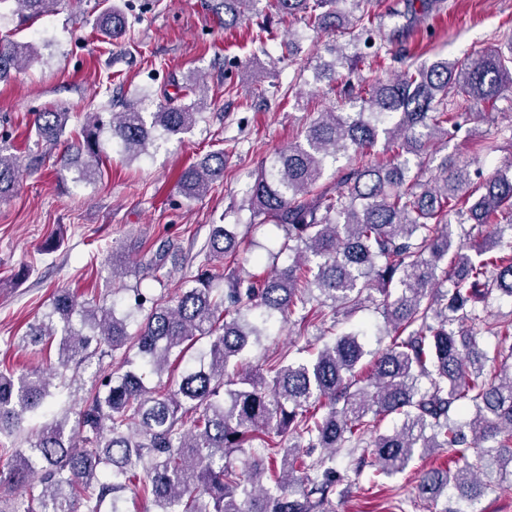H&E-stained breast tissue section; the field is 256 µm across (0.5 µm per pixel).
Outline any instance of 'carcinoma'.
<instances>
[{
    "label": "carcinoma",
    "instance_id": "obj_1",
    "mask_svg": "<svg viewBox=\"0 0 512 512\" xmlns=\"http://www.w3.org/2000/svg\"><path fill=\"white\" fill-rule=\"evenodd\" d=\"M16 14L33 22L59 0H14ZM351 3L342 10L339 3ZM369 0H268L259 29L272 34L270 18H299L328 33L352 32L354 53L341 89L343 112H324L304 138L275 155L247 189L251 206L281 226L278 252L256 257L269 272L246 280L235 267L239 242L227 224H213L206 245L210 267L175 303L132 289V303L115 307L77 302L57 294L50 311L31 329V341L58 339L56 363L43 373L0 372V436L20 431L27 418L48 421L14 449L0 470V484L28 494L13 512H111L127 491L152 500L157 512H325L342 478L330 466L345 448L353 471L372 469V481L403 472L415 453L452 449L457 469L431 468L419 477L420 507L448 493L472 500L484 489L503 488L512 476V318L491 319L492 293L512 299V174L482 177L471 165L443 158L441 176L425 179L433 147L448 139L460 113L448 111V91L476 103L496 98L512 84V43L475 49L464 59H439L412 67L404 50L372 43ZM253 0H207L224 28L236 26ZM128 23L106 4L94 26L118 38ZM395 63L392 77L367 91L352 75L366 54ZM38 57L34 43H0V80ZM198 104L139 112H91L79 136L67 141L59 174L94 183L102 176L99 138L108 129L127 157L149 154L190 130ZM70 113L40 112L35 133L62 141ZM393 159L379 163L370 150L379 137ZM353 151L336 187L317 188L326 170ZM20 162L0 147V199L8 198ZM224 177V151L208 154L178 180L188 200L205 195ZM288 253L289 263L279 259ZM449 259L446 267L440 262ZM382 296L385 324L395 335L368 363L358 329L336 334L319 329L322 346L276 352L248 372L238 361L278 322L311 305L333 312L355 310L373 293ZM142 315L136 334L127 319ZM494 340L492 351L477 337ZM209 339L206 358L179 379L166 381L172 355ZM122 352L115 368L83 399L77 429L51 400L68 389V372L82 360ZM157 377L147 385V375ZM58 384H53V380ZM400 425L379 434L371 456L357 454L380 419ZM261 438L263 458L244 468L230 462ZM330 453L313 457L315 449ZM39 477L40 492L32 478Z\"/></svg>",
    "mask_w": 512,
    "mask_h": 512
}]
</instances>
